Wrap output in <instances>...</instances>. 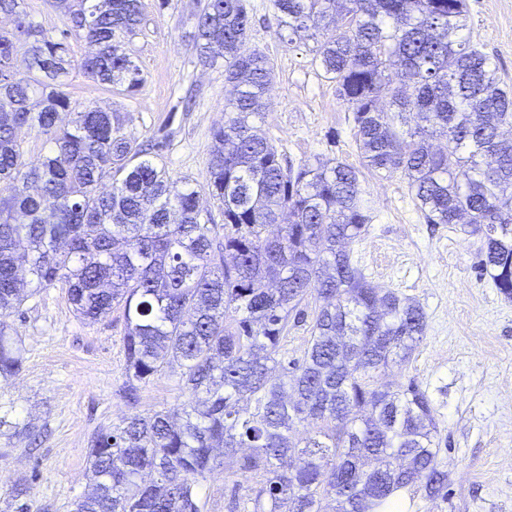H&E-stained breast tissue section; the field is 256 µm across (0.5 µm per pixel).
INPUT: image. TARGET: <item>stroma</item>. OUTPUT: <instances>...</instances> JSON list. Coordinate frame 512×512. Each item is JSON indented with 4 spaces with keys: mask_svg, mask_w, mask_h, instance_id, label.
<instances>
[{
    "mask_svg": "<svg viewBox=\"0 0 512 512\" xmlns=\"http://www.w3.org/2000/svg\"><path fill=\"white\" fill-rule=\"evenodd\" d=\"M202 0H142V21L126 48L143 82L132 93L109 90L71 67L65 79L72 106L96 105L125 118V131L156 144L154 160L175 190H200V207L215 224L224 215L202 193L212 133L224 122L230 88L224 65L199 61L193 46ZM248 48L275 66L261 127L294 164L335 159L356 169L362 204L371 216L366 234L350 246L368 281L398 290L426 315L424 339L410 363L375 376L377 385L415 381L439 427L438 464L447 494L406 491V512H512V298L478 263L479 235L465 224L424 223L407 179L368 170L355 139L352 110L336 85L312 62V46L279 26L273 0H249ZM463 37L477 43L512 90V0H467ZM320 305L307 295L303 314L290 318L280 358L303 359ZM25 348L15 376L0 378V512H70L89 490L90 437L127 415L169 409L188 399L169 370L126 401L124 322L115 310L90 323L76 317L64 288L29 297L7 319ZM237 475L214 472L200 485L202 512H229L245 498ZM27 483L25 503L11 497Z\"/></svg>",
    "mask_w": 512,
    "mask_h": 512,
    "instance_id": "1",
    "label": "stroma"
}]
</instances>
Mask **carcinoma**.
Listing matches in <instances>:
<instances>
[{
  "label": "carcinoma",
  "instance_id": "carcinoma-1",
  "mask_svg": "<svg viewBox=\"0 0 512 512\" xmlns=\"http://www.w3.org/2000/svg\"><path fill=\"white\" fill-rule=\"evenodd\" d=\"M273 5L280 26L316 41L314 64L352 109L365 167L404 174L425 223L472 226L482 270L511 298L512 138L502 128H512V93L461 36L466 0ZM57 6L68 29L54 39L25 0H0L15 21L0 30V183L11 189L0 196V376L24 362L6 321L24 288L60 285L83 320L122 310L129 404L174 368L190 396L96 433L93 492L72 512H201L199 483L218 470L260 477L251 512H381L415 486L442 495L448 476L427 395L412 382L374 385L376 373L410 361L425 314L351 261L348 247L370 223L355 169L296 167L258 125L274 65L246 47L247 0H204L195 34L200 59H223L232 88L206 177L222 226L202 220L199 191L171 194L120 113L77 111L63 90L74 64L101 84L139 87L126 39L141 23V0ZM72 37L93 52L73 60ZM22 127L47 136L50 151L26 157ZM433 139L444 147L432 149ZM311 290L324 305L305 357L286 366L280 339ZM245 399L253 407H240ZM297 423L308 437H292Z\"/></svg>",
  "mask_w": 512,
  "mask_h": 512
}]
</instances>
